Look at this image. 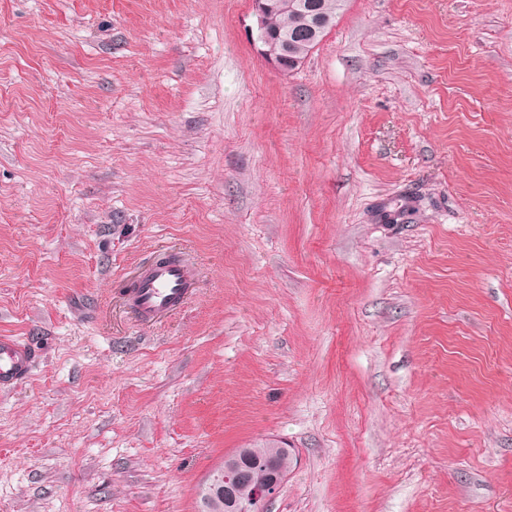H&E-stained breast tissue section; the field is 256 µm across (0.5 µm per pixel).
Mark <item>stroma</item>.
I'll return each instance as SVG.
<instances>
[{"instance_id":"obj_1","label":"stroma","mask_w":512,"mask_h":512,"mask_svg":"<svg viewBox=\"0 0 512 512\" xmlns=\"http://www.w3.org/2000/svg\"><path fill=\"white\" fill-rule=\"evenodd\" d=\"M253 25L0 0V512H197L261 439L266 512H512V0H346L287 76ZM192 285L193 274L183 262L157 259L147 264L128 297L138 316L151 321L182 304ZM37 351L28 340L0 337V395H6L25 383L31 376Z\"/></svg>"}]
</instances>
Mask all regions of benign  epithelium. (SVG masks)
<instances>
[{"label": "benign epithelium", "mask_w": 512, "mask_h": 512, "mask_svg": "<svg viewBox=\"0 0 512 512\" xmlns=\"http://www.w3.org/2000/svg\"><path fill=\"white\" fill-rule=\"evenodd\" d=\"M275 8L271 0H250V12L255 18L251 32L254 49L268 64L283 74L297 70L303 61L289 56L291 39L272 34L267 29V18ZM251 451L238 448L224 456V462L201 483L198 512H265L266 505L280 492L288 472L280 470L272 461L263 462L270 474L261 482H253L248 468Z\"/></svg>", "instance_id": "1"}]
</instances>
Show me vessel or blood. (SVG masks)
I'll list each match as a JSON object with an SVG mask.
<instances>
[{
    "label": "vessel or blood",
    "mask_w": 512,
    "mask_h": 512,
    "mask_svg": "<svg viewBox=\"0 0 512 512\" xmlns=\"http://www.w3.org/2000/svg\"><path fill=\"white\" fill-rule=\"evenodd\" d=\"M193 285V274L184 263L176 260H154L147 264L129 300L145 321L160 318L187 298ZM37 351L28 340L0 337V395H6L25 383L31 376Z\"/></svg>",
    "instance_id": "vessel-or-blood-1"
}]
</instances>
